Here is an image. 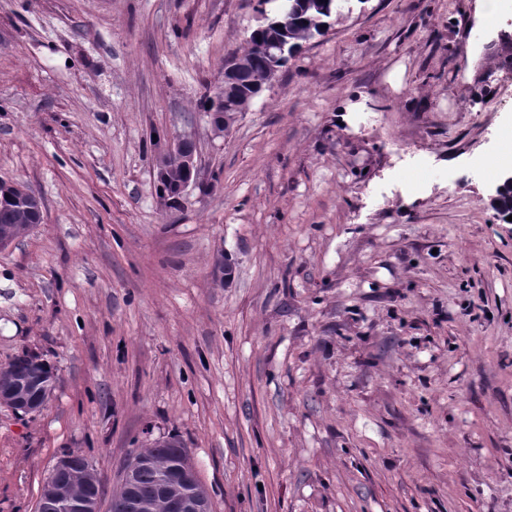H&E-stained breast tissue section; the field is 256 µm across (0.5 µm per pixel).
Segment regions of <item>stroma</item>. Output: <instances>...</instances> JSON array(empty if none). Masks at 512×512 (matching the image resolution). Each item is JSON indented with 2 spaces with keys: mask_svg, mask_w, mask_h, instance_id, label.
<instances>
[{
  "mask_svg": "<svg viewBox=\"0 0 512 512\" xmlns=\"http://www.w3.org/2000/svg\"><path fill=\"white\" fill-rule=\"evenodd\" d=\"M472 4L347 0L217 136L257 0H0V180L43 202L0 249V367L58 377L0 404V512L68 451L109 512L171 435L212 512H512V13ZM176 134L200 170L167 207ZM2 374L4 383L3 388L1 389L0 387V395L3 397L2 403L10 406L9 399L11 398V395L8 391L7 382H19L13 389L18 398L15 400L12 408L24 413H39L44 410L49 401L51 391L43 388L39 392V390H36L35 386H33L31 387V393L37 396L30 398L27 394L29 389L28 385L20 381L37 380L42 386L52 385V391L54 390L57 381L53 372L44 363L38 361L35 357L28 355L19 356L7 366H1L0 376Z\"/></svg>",
  "mask_w": 512,
  "mask_h": 512,
  "instance_id": "1",
  "label": "stroma"
}]
</instances>
